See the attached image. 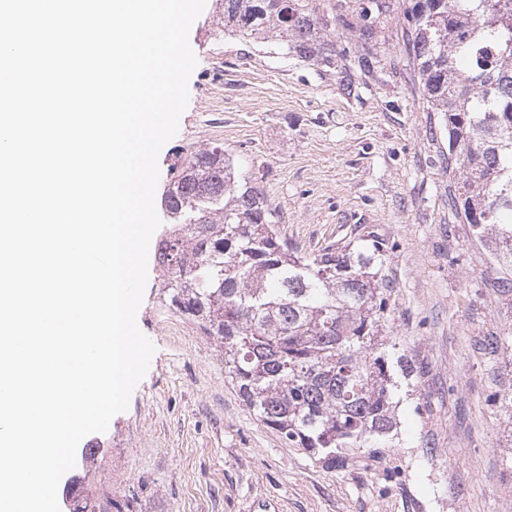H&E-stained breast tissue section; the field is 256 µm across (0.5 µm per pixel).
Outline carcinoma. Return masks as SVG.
I'll return each mask as SVG.
<instances>
[{
    "label": "carcinoma",
    "mask_w": 512,
    "mask_h": 512,
    "mask_svg": "<svg viewBox=\"0 0 512 512\" xmlns=\"http://www.w3.org/2000/svg\"><path fill=\"white\" fill-rule=\"evenodd\" d=\"M224 34L336 63L309 0H222ZM409 62L448 139V195L499 269L512 268V0H409ZM162 206L165 300L216 338L246 406L333 469L398 438L401 381L382 335L383 243L304 255L224 146L175 154Z\"/></svg>",
    "instance_id": "obj_1"
}]
</instances>
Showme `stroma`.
Wrapping results in <instances>:
<instances>
[{"label": "stroma", "instance_id": "stroma-1", "mask_svg": "<svg viewBox=\"0 0 512 512\" xmlns=\"http://www.w3.org/2000/svg\"><path fill=\"white\" fill-rule=\"evenodd\" d=\"M312 4L338 21L331 67L226 37L208 0L157 187L177 149L219 144L302 253L385 244L386 336L415 366L395 445L342 471L288 447L226 378L214 337L164 300L152 255L136 323L156 351L127 410L81 442L96 451L73 469L87 512H512V347L482 345L512 339V293L492 288L489 252L448 205V146L408 63L406 4ZM361 55L380 66L344 90Z\"/></svg>", "mask_w": 512, "mask_h": 512}]
</instances>
